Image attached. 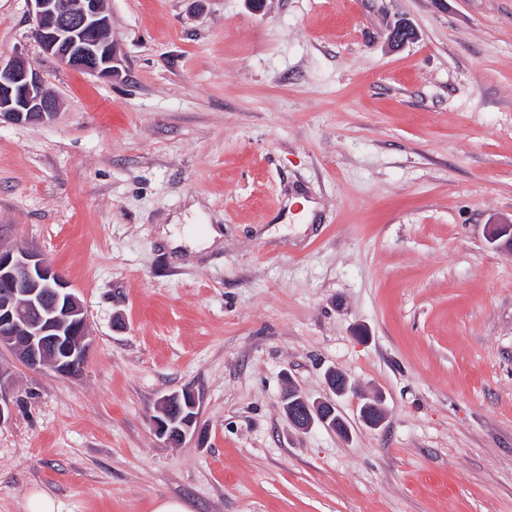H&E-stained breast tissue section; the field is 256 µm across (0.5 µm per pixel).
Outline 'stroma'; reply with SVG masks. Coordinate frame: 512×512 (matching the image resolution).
<instances>
[{
	"label": "stroma",
	"mask_w": 512,
	"mask_h": 512,
	"mask_svg": "<svg viewBox=\"0 0 512 512\" xmlns=\"http://www.w3.org/2000/svg\"><path fill=\"white\" fill-rule=\"evenodd\" d=\"M105 6L111 77L0 0V57L61 102L0 125V248L47 257L92 339L75 377L0 347V512H512V0ZM330 367L348 436L294 429L283 392L328 398ZM186 388L195 434L165 443ZM181 402L186 403L190 411H196L198 408L197 398L195 394L189 390L182 392H174L162 397L158 406L159 415L150 419L152 428L156 435L169 444H183L195 433L196 415H190L181 425L182 427L171 426L174 422H169L170 406L180 405Z\"/></svg>",
	"instance_id": "35a3bbf8"
}]
</instances>
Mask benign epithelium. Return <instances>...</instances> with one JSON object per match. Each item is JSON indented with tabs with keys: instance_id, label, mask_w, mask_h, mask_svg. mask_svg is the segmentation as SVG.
<instances>
[{
	"instance_id": "7a95c632",
	"label": "benign epithelium",
	"mask_w": 512,
	"mask_h": 512,
	"mask_svg": "<svg viewBox=\"0 0 512 512\" xmlns=\"http://www.w3.org/2000/svg\"><path fill=\"white\" fill-rule=\"evenodd\" d=\"M31 5L33 35L45 53L67 66L101 77L116 71L112 40L102 34L112 31V17L104 0H28ZM415 37L414 29L400 23L391 29L389 41L405 43ZM59 108L56 97L48 94L40 74L31 69L24 58H0V121L22 124L47 122ZM54 298V307L46 310L43 300ZM0 346L14 350L20 361L32 372L44 374L71 373L70 358L85 359L91 343L84 306L71 291L68 282L38 252L23 247L0 249ZM53 357H48L49 352ZM6 383L0 371V423L7 421L13 406L6 397ZM299 398L288 411V422L299 431L319 424L338 430L331 420L336 403L328 398L309 401L294 390ZM186 403L198 408L195 394L189 390L162 397L158 414L151 425L161 439L169 444H183L195 433L197 416L191 415L180 427L169 422L168 409ZM377 413L367 422L379 427L384 421L382 399L368 397L361 415Z\"/></svg>"
}]
</instances>
